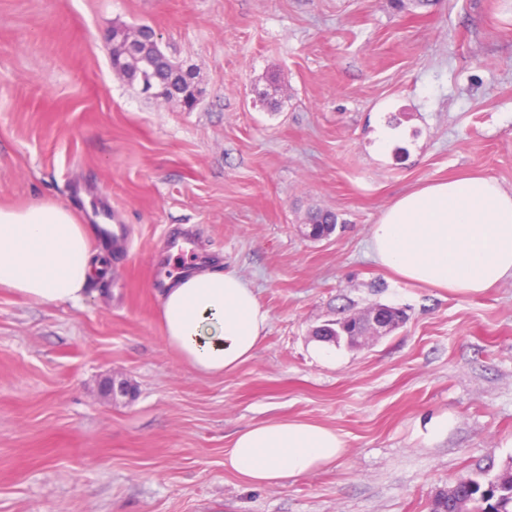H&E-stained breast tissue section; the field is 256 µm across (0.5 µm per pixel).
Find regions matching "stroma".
Here are the masks:
<instances>
[{
	"instance_id": "obj_1",
	"label": "stroma",
	"mask_w": 512,
	"mask_h": 512,
	"mask_svg": "<svg viewBox=\"0 0 512 512\" xmlns=\"http://www.w3.org/2000/svg\"><path fill=\"white\" fill-rule=\"evenodd\" d=\"M116 24L151 26L202 101L117 75ZM470 173L512 191V0H0V206L100 211L127 237L80 303L0 289V512H429L456 477L512 466V280L453 295L367 248L393 199ZM313 208L337 214L329 239L300 235ZM200 257L270 315L220 377L161 340L166 280ZM377 304L405 323L315 357L316 327ZM113 377L132 396L104 397ZM278 417L346 454L243 484L225 448Z\"/></svg>"
}]
</instances>
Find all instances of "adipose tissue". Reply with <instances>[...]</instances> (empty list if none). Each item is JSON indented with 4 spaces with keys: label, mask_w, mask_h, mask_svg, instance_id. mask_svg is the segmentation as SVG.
Masks as SVG:
<instances>
[{
    "label": "adipose tissue",
    "mask_w": 512,
    "mask_h": 512,
    "mask_svg": "<svg viewBox=\"0 0 512 512\" xmlns=\"http://www.w3.org/2000/svg\"><path fill=\"white\" fill-rule=\"evenodd\" d=\"M80 223L52 200L0 206V288L44 304L79 302L102 270ZM377 264L403 281L476 296L512 279V192L486 176L434 181L395 199L369 231ZM161 339L202 376H221L252 359L269 314L237 272L207 266L183 274L160 300ZM336 430L274 418L240 430L224 466L266 487L340 459Z\"/></svg>",
    "instance_id": "adipose-tissue-1"
}]
</instances>
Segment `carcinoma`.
<instances>
[{"label": "carcinoma", "mask_w": 512, "mask_h": 512, "mask_svg": "<svg viewBox=\"0 0 512 512\" xmlns=\"http://www.w3.org/2000/svg\"><path fill=\"white\" fill-rule=\"evenodd\" d=\"M143 35L145 40L138 55L125 60V78L144 86L164 83L169 94L185 102V108L193 109L190 87L195 75L184 77L182 64L159 48L147 47L154 37L150 27L143 26ZM307 218L309 223L319 225L327 233L334 232L338 224L334 212L320 208L309 210ZM430 512H512V469L508 467L493 478L486 477L484 471L456 478L452 488L435 496Z\"/></svg>", "instance_id": "cac0c4a2"}]
</instances>
